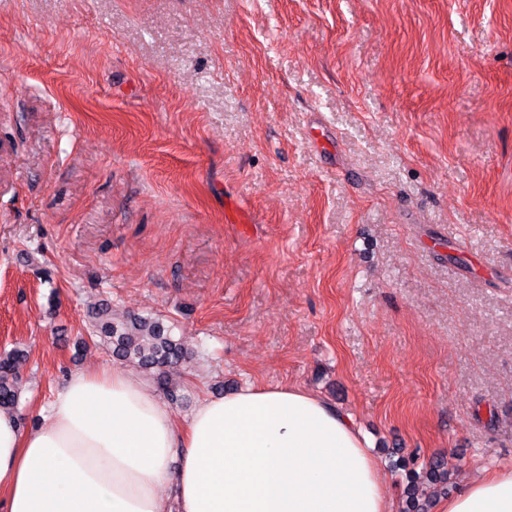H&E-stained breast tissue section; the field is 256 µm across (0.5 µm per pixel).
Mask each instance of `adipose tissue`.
I'll return each mask as SVG.
<instances>
[{"instance_id": "obj_1", "label": "adipose tissue", "mask_w": 512, "mask_h": 512, "mask_svg": "<svg viewBox=\"0 0 512 512\" xmlns=\"http://www.w3.org/2000/svg\"><path fill=\"white\" fill-rule=\"evenodd\" d=\"M349 414L297 386L204 398L185 420L122 367L70 373L37 428L0 413V512H389ZM444 512H512V467Z\"/></svg>"}]
</instances>
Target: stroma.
Instances as JSON below:
<instances>
[{
	"instance_id": "obj_1",
	"label": "stroma",
	"mask_w": 512,
	"mask_h": 512,
	"mask_svg": "<svg viewBox=\"0 0 512 512\" xmlns=\"http://www.w3.org/2000/svg\"><path fill=\"white\" fill-rule=\"evenodd\" d=\"M197 401L292 385L456 493L512 466V0H0V351L22 430L91 305ZM94 320L90 341L102 346L113 358L132 363L144 373L155 377L163 393L177 399L169 386L166 370L188 363L189 350L182 337L176 338L172 325L161 317L128 315L117 319L107 301L93 308ZM25 354L13 349L0 353V411L16 413L20 399L19 367Z\"/></svg>"
}]
</instances>
